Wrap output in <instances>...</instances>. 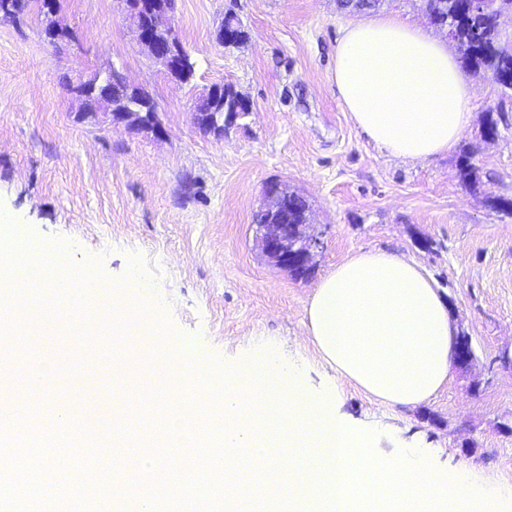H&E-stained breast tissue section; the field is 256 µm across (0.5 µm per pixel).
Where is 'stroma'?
<instances>
[{"mask_svg": "<svg viewBox=\"0 0 512 512\" xmlns=\"http://www.w3.org/2000/svg\"><path fill=\"white\" fill-rule=\"evenodd\" d=\"M59 5L72 39L58 48L37 13L0 20V210L34 243L67 240L72 264L98 260L112 284L140 261L146 312H159L166 334L191 353L227 367L275 357L330 396L356 431H375L377 454L420 452L438 470L465 468L476 486L511 492L512 92L471 75L473 117L461 139L430 161H402L339 104L338 26L359 13L337 0H177L174 32L195 66L186 84L141 50L117 0ZM229 11L248 33L238 48L216 40ZM113 68L154 98L162 136L113 122L104 106L84 117L72 86ZM223 83L251 110L217 136L197 128L192 105ZM466 159L479 169L473 186L461 178ZM272 181L312 204L323 247L307 275L275 266L258 245L252 217ZM368 249L416 261L471 338V364L452 367L447 386L416 406L383 404L340 378L307 332L315 285ZM73 324L18 336L0 356L9 366L49 362L68 377L40 387L45 421L75 395L112 414L113 358L95 343L75 350Z\"/></svg>", "mask_w": 512, "mask_h": 512, "instance_id": "stroma-1", "label": "stroma"}]
</instances>
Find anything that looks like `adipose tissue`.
I'll use <instances>...</instances> for the list:
<instances>
[{
    "instance_id": "1",
    "label": "adipose tissue",
    "mask_w": 512,
    "mask_h": 512,
    "mask_svg": "<svg viewBox=\"0 0 512 512\" xmlns=\"http://www.w3.org/2000/svg\"><path fill=\"white\" fill-rule=\"evenodd\" d=\"M332 78L356 128L389 156L423 162L446 153L470 124L473 91L460 60L433 31L396 13L340 28ZM307 328L336 372L382 403L415 406L448 383L456 328L419 265L370 249L315 286ZM25 382L0 371V406L56 376L25 366Z\"/></svg>"
}]
</instances>
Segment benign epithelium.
I'll list each match as a JSON object with an SVG mask.
<instances>
[{
  "label": "benign epithelium",
  "instance_id": "obj_1",
  "mask_svg": "<svg viewBox=\"0 0 512 512\" xmlns=\"http://www.w3.org/2000/svg\"><path fill=\"white\" fill-rule=\"evenodd\" d=\"M29 0H0V19H15L26 10ZM124 10L137 32L141 49L153 60L161 64L168 73L179 71L187 63L186 51L174 34L175 16L166 0H155L146 6L139 0H126ZM119 82L127 85L129 94L139 99L140 108H131L126 101L114 98L108 92H96V89H74L81 98L95 97V103L111 106L113 120L119 123L149 129L157 134L163 133L157 107L147 92L127 83L125 77L115 69L105 74L102 82L109 88ZM260 210L265 215V223L259 227L258 243L262 253L274 264L284 270L306 268L322 247L319 236L307 233L311 220L304 224L288 223V189L279 182L267 184ZM459 367H466L473 359L470 338L464 333L456 336Z\"/></svg>",
  "mask_w": 512,
  "mask_h": 512
}]
</instances>
